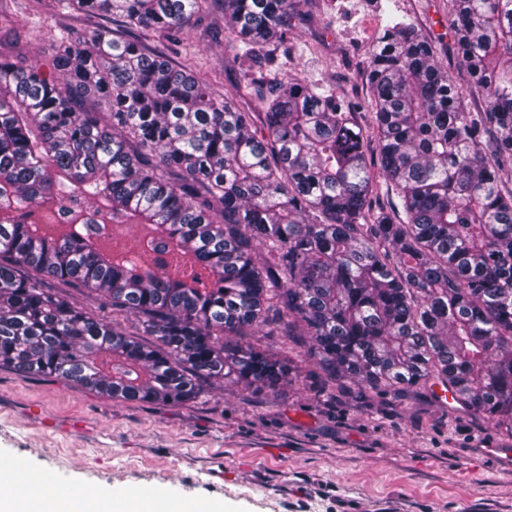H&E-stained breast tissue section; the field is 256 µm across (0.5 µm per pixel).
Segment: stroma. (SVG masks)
<instances>
[{
	"mask_svg": "<svg viewBox=\"0 0 512 512\" xmlns=\"http://www.w3.org/2000/svg\"><path fill=\"white\" fill-rule=\"evenodd\" d=\"M310 10L311 21H294L274 72L345 102H363L368 48L394 20L415 23L440 63L455 64L446 0H312ZM108 23L67 0H0V50L45 65L62 41ZM130 35L191 66L217 95L246 64L217 8L174 40ZM257 343L288 359V385L208 383L185 403H126L0 366V463L20 457L30 475L53 472L42 488L49 499L142 489L191 512H512L511 433L421 387L347 384L325 394L304 349L279 336Z\"/></svg>",
	"mask_w": 512,
	"mask_h": 512,
	"instance_id": "stroma-1",
	"label": "stroma"
}]
</instances>
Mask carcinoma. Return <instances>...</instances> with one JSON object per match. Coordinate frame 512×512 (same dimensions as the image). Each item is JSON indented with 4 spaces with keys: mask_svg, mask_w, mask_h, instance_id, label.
Segmentation results:
<instances>
[{
    "mask_svg": "<svg viewBox=\"0 0 512 512\" xmlns=\"http://www.w3.org/2000/svg\"><path fill=\"white\" fill-rule=\"evenodd\" d=\"M210 2L68 0L123 29L66 42L48 73L0 52V366L175 403L203 381L288 383L249 337L297 336L325 391L440 384L512 431V0H447L454 70L414 23L387 26L371 132L336 95L269 78L311 0H223L261 112L124 33L181 31ZM46 203L58 235L18 218ZM106 224L154 234L114 257Z\"/></svg>",
    "mask_w": 512,
    "mask_h": 512,
    "instance_id": "obj_1",
    "label": "carcinoma"
}]
</instances>
